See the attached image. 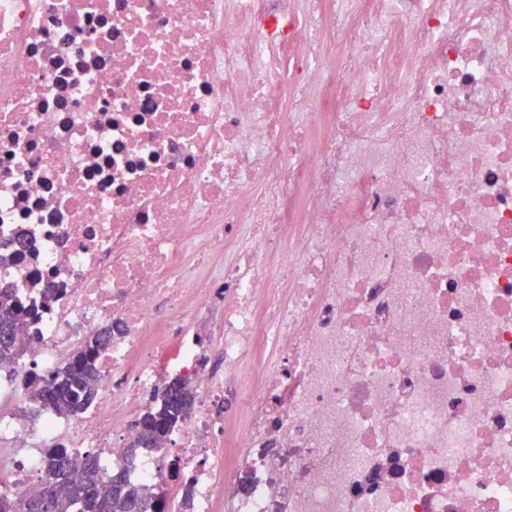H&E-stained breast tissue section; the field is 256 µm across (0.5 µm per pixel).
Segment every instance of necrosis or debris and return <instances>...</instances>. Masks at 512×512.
Listing matches in <instances>:
<instances>
[{
  "label": "necrosis or debris",
  "mask_w": 512,
  "mask_h": 512,
  "mask_svg": "<svg viewBox=\"0 0 512 512\" xmlns=\"http://www.w3.org/2000/svg\"><path fill=\"white\" fill-rule=\"evenodd\" d=\"M0 243V490L66 448L179 512H512V0H0ZM30 313L14 303L8 286L0 285V367L13 362L25 349L26 344L17 336V325ZM1 336H12L14 341L2 343ZM112 341L111 329L89 338L73 360L57 370L50 380L26 383L35 404L60 414L74 415L86 408L97 396L99 370L96 357ZM195 394L186 381L173 380L164 390L161 401L138 422L140 435L131 448L152 447L165 433L193 409Z\"/></svg>",
  "instance_id": "obj_1"
}]
</instances>
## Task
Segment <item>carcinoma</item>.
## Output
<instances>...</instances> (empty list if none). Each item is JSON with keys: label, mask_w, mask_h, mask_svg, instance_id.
Returning a JSON list of instances; mask_svg holds the SVG:
<instances>
[{"label": "carcinoma", "mask_w": 512, "mask_h": 512, "mask_svg": "<svg viewBox=\"0 0 512 512\" xmlns=\"http://www.w3.org/2000/svg\"><path fill=\"white\" fill-rule=\"evenodd\" d=\"M29 312L14 303L11 289L0 285V337L14 341L0 342V366L13 362L25 349L17 336V325ZM112 341V329L89 338L73 360L57 370L51 379L26 384L35 404L60 414L74 415L97 396L99 370L96 357ZM195 394L189 384L173 380L161 401L139 421L140 435L134 448L153 446L165 433L193 409ZM43 485L52 487L44 512H164L160 496L127 482L123 474L112 475L109 492L99 486L96 459L89 455H71L63 448H50L44 455Z\"/></svg>", "instance_id": "1"}]
</instances>
